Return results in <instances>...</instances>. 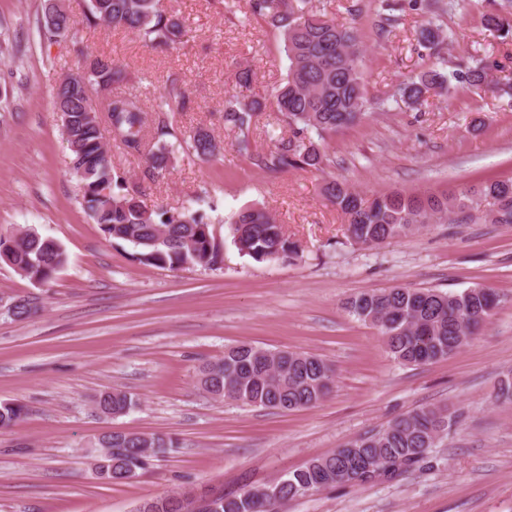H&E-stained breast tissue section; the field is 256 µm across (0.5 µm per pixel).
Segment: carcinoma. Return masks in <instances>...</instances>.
Listing matches in <instances>:
<instances>
[{
    "instance_id": "cac0c4a2",
    "label": "carcinoma",
    "mask_w": 512,
    "mask_h": 512,
    "mask_svg": "<svg viewBox=\"0 0 512 512\" xmlns=\"http://www.w3.org/2000/svg\"><path fill=\"white\" fill-rule=\"evenodd\" d=\"M158 4L159 0H89L85 20L90 26L105 23L135 33L153 48L174 50L187 35L185 20L165 13ZM250 11L283 36L288 76L275 92L274 105L276 120L288 127V134L278 137L266 153L254 150L250 128L262 103L235 95L224 101V125L237 132L236 152L260 168L319 171L326 160V138L367 116L364 47L358 31L314 12L307 7V0H250ZM37 27L42 37L52 41L71 32L74 21L56 8L55 0H45ZM484 27L503 40L512 39V0H503L487 11ZM447 38L449 34L439 25L429 23L420 29L419 42L430 51L429 63L417 77L401 84L400 96L407 105L422 104L430 93L447 89L453 79L473 87L486 84L485 65L445 72L438 47ZM76 72L96 87H113L124 80L123 68L110 55L94 57L82 52ZM189 104L184 83L170 77L156 99L154 116H149L137 97L114 90L102 108L103 120L94 122L85 116V98L79 88L66 84L55 88L54 111L66 112L72 119L66 143L86 213L106 238L138 248V260L145 265L211 269L220 265L223 257L211 222L200 211L147 203L137 186L112 163L103 142L104 131L111 129L124 154L145 158L146 176L153 177L172 167L175 150L166 141L168 137L199 158L218 152L214 136L206 129L182 133L179 116ZM323 191L344 216L349 238L364 248L406 237L465 208L481 211L491 205L490 223L512 224V179L487 180L449 196L390 192L365 197L336 178L328 180ZM230 231L238 251L256 262L299 256V246L266 210L238 213L230 220ZM3 257L21 276L38 285L54 280L67 263L57 242L31 228L0 234V259ZM503 302L497 293L480 286L460 293L395 286L358 293L346 302L345 309L378 330L395 360L426 365L469 345ZM39 310L35 296L8 299V314L16 320H26ZM333 383L332 367L318 356L251 344L227 347L223 357L203 364L197 374L200 389L214 399L289 411L319 404L330 395ZM95 405L99 414L114 418L127 413L136 401L127 392L114 389L100 393ZM27 413L22 402H0V429L17 426ZM455 424L456 415L446 408L426 406L410 411L381 431L286 473L276 484L277 500L304 497L311 490L395 478L419 466L434 440ZM179 447L178 440L170 436L112 432L95 441L93 468L106 483L125 482ZM217 500L215 512H274V504L260 486L233 497L219 495ZM140 509L178 512L170 493L142 502Z\"/></svg>"
}]
</instances>
